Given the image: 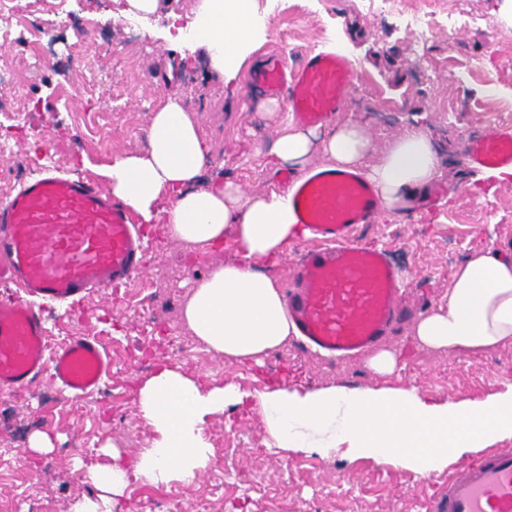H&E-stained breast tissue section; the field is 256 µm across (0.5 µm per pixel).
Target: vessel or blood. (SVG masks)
Wrapping results in <instances>:
<instances>
[{
  "mask_svg": "<svg viewBox=\"0 0 512 512\" xmlns=\"http://www.w3.org/2000/svg\"><path fill=\"white\" fill-rule=\"evenodd\" d=\"M351 63L325 50L287 72L269 56L252 82L287 92L293 119L332 120L344 108ZM469 163L512 165V127L471 141ZM291 203L310 232L302 260L290 271L288 316L303 341L345 358L382 341L404 315L407 282L386 248L355 244V230L381 209L372 185L355 170L313 168L294 187ZM145 240L131 214L85 178L43 166L0 202V284L16 295L0 299V390L50 380L77 399L99 393L111 361L99 341L76 335L54 355L41 302L64 306L77 297L126 284L142 272ZM431 512H512V448H495L448 477Z\"/></svg>",
  "mask_w": 512,
  "mask_h": 512,
  "instance_id": "vessel-or-blood-1",
  "label": "vessel or blood"
}]
</instances>
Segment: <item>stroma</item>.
<instances>
[{"label": "stroma", "instance_id": "35a3bbf8", "mask_svg": "<svg viewBox=\"0 0 512 512\" xmlns=\"http://www.w3.org/2000/svg\"><path fill=\"white\" fill-rule=\"evenodd\" d=\"M162 3L139 38L118 18V0H68L64 24L55 0L33 20L20 11L14 43L0 47V66L23 92L19 102L11 91L0 94V141L10 144L0 169L24 179L35 165L51 164L106 186L103 168L147 150L152 116L175 90L206 152L200 186L230 181L254 194L279 189L282 169L272 165L271 148L282 115L265 109L267 94L251 89L248 76L267 56L294 70L309 51L344 42L353 76L342 119L364 126L381 147L421 124L440 156L435 182L446 188V204L419 200L356 231L359 243L390 250L409 283L407 302L422 312L446 300L454 267L475 247L512 248V183L477 180L466 157L471 138L512 116V0H398L385 14L368 0H252L266 33L228 83L194 39L165 35L169 14L195 18L200 0ZM172 59L179 67L169 88ZM141 230L150 247L140 277L89 296L74 312L46 313L52 345L81 332L99 337L112 361L102 393L60 407L58 392L46 385L0 392V512H72L93 491L83 471L103 461V448L134 463L154 436L139 415L136 390L162 363L205 389L235 384L250 399L207 422L215 456L193 483L132 484L112 512H167L153 503L164 496L180 499L183 512H429L449 472L481 457L476 449L421 475L342 448L332 459L282 454L269 448L251 398L274 385H336L414 388L441 402L479 403L512 389V344L487 352L428 350L416 344L409 317L385 343L398 356L387 378L372 376L365 357L327 359L293 338L260 365L231 366L183 325L180 302L214 263L236 260L233 233H225L220 252L202 257L171 241L163 222ZM180 341L186 353L177 352ZM38 431L50 437L52 452L29 451ZM227 466L239 474L230 493L213 480Z\"/></svg>", "mask_w": 512, "mask_h": 512}]
</instances>
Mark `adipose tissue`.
<instances>
[{
	"instance_id": "adipose-tissue-1",
	"label": "adipose tissue",
	"mask_w": 512,
	"mask_h": 512,
	"mask_svg": "<svg viewBox=\"0 0 512 512\" xmlns=\"http://www.w3.org/2000/svg\"><path fill=\"white\" fill-rule=\"evenodd\" d=\"M198 44L224 77H235L240 60L266 26L252 0H202ZM330 166L365 168L386 211L411 207L438 174L439 158L427 132L411 128L376 152L365 128L345 122L312 146L292 120L281 122L273 150L276 164L305 169L313 151ZM374 164H367L368 156ZM205 163L199 130L181 96L168 94L155 112L145 153L129 155L104 175L114 196L141 223L163 221L168 237L209 250L233 229L238 258L216 264L197 278L184 302L182 319L190 332L225 360L261 364L295 335L275 279L258 272L276 263L288 245L306 236L287 194L252 195L232 182L196 188ZM166 207H159L160 198ZM421 346L455 352H483L512 343V260L488 247L475 249L453 272L448 298L414 323ZM245 400L233 385L209 390L170 366H160L137 390L141 416L154 436L125 466L117 451L88 469L95 489L73 512H112V503L133 482L151 486L184 484L206 470L214 450L204 435L211 416ZM269 445L280 452L314 450L335 457L348 452L429 474L450 458L490 440L512 437V390L478 404L439 403L414 389H347L327 386L298 392L271 386L254 402Z\"/></svg>"
}]
</instances>
